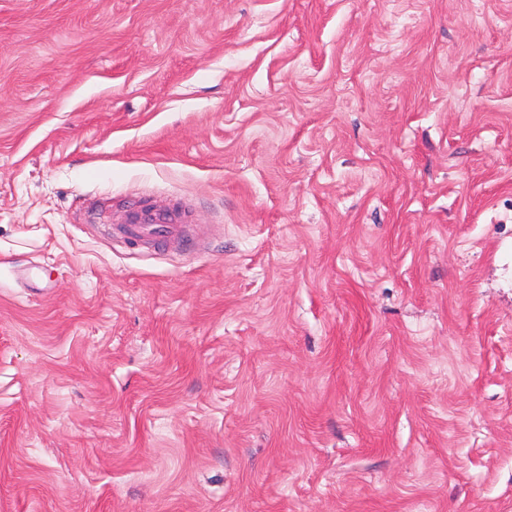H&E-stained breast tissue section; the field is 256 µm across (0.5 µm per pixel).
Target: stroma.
I'll use <instances>...</instances> for the list:
<instances>
[{"mask_svg": "<svg viewBox=\"0 0 512 512\" xmlns=\"http://www.w3.org/2000/svg\"><path fill=\"white\" fill-rule=\"evenodd\" d=\"M0 512H512V0H0ZM121 224L112 226L113 235L119 239L140 240L148 238L163 242L166 238L177 236L182 229L180 220L175 216L159 215L156 212L137 211L125 214Z\"/></svg>", "mask_w": 512, "mask_h": 512, "instance_id": "stroma-1", "label": "stroma"}]
</instances>
